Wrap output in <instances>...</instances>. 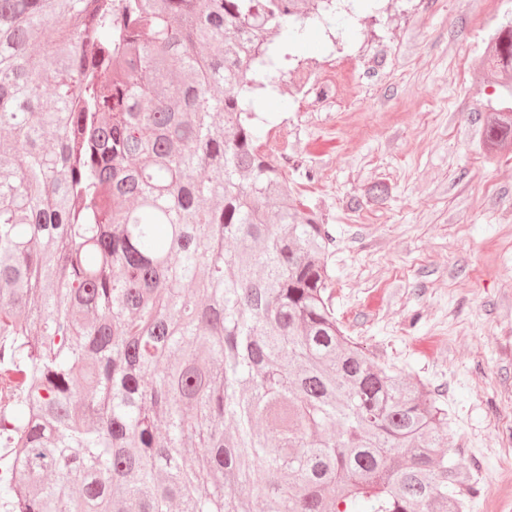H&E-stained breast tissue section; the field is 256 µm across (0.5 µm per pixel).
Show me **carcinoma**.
I'll use <instances>...</instances> for the list:
<instances>
[{
	"label": "carcinoma",
	"instance_id": "1",
	"mask_svg": "<svg viewBox=\"0 0 512 512\" xmlns=\"http://www.w3.org/2000/svg\"><path fill=\"white\" fill-rule=\"evenodd\" d=\"M336 2L0 0V512H466L448 410L344 335L255 145L275 38Z\"/></svg>",
	"mask_w": 512,
	"mask_h": 512
}]
</instances>
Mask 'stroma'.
Segmentation results:
<instances>
[{
    "label": "stroma",
    "instance_id": "35a3bbf8",
    "mask_svg": "<svg viewBox=\"0 0 512 512\" xmlns=\"http://www.w3.org/2000/svg\"><path fill=\"white\" fill-rule=\"evenodd\" d=\"M274 57L259 150L336 239L345 333L448 411V456L512 512V149L482 140L512 98L476 59L512 0H354Z\"/></svg>",
    "mask_w": 512,
    "mask_h": 512
}]
</instances>
